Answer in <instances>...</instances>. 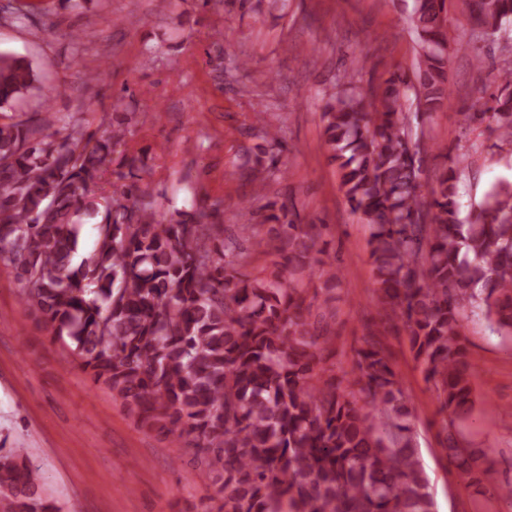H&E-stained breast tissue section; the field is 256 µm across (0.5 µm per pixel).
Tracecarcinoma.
<instances>
[{
    "label": "carcinoma",
    "mask_w": 512,
    "mask_h": 512,
    "mask_svg": "<svg viewBox=\"0 0 512 512\" xmlns=\"http://www.w3.org/2000/svg\"><path fill=\"white\" fill-rule=\"evenodd\" d=\"M471 26L494 34L512 22V0H458ZM419 82L395 71L368 91L330 96L324 136L339 187L369 229L379 322L367 324L356 379L336 376V349L307 269L331 281L322 224L286 205L265 217L277 259L253 275L215 213L199 208L157 219L153 189L135 181L138 156L117 124L96 138L75 123L59 138L41 117L17 119L39 75L31 61L0 55V261L50 338L69 345L92 382L143 429L188 440L224 491L218 512H434L415 444L409 400L384 336L405 332L443 414L448 457L471 475L477 451L459 443L474 411L472 361L460 328L482 315L512 340V184L494 186L480 212L459 219L458 166L436 175L430 196L409 148L407 102L435 112L450 98L447 0H414ZM486 112L464 113L512 145V53L496 67ZM247 160L262 191L281 177L283 144ZM125 171L112 194L100 183L114 155ZM86 217L93 247L79 252ZM0 512H58L24 449L0 453Z\"/></svg>",
    "instance_id": "cac0c4a2"
}]
</instances>
